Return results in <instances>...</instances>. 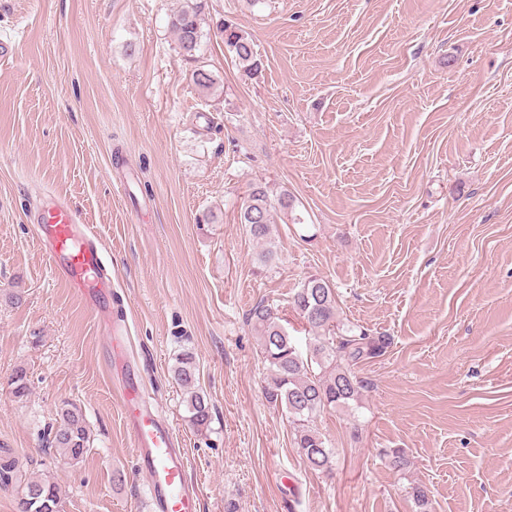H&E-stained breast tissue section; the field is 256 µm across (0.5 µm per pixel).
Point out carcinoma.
Instances as JSON below:
<instances>
[{
    "instance_id": "carcinoma-1",
    "label": "carcinoma",
    "mask_w": 512,
    "mask_h": 512,
    "mask_svg": "<svg viewBox=\"0 0 512 512\" xmlns=\"http://www.w3.org/2000/svg\"><path fill=\"white\" fill-rule=\"evenodd\" d=\"M201 9L200 0H186L170 20L179 49L190 60L196 58L201 45ZM219 32L224 46L243 71L249 75L258 73L261 61L252 41L227 21L220 24ZM191 78L202 91L216 84L212 72L202 66L192 71ZM276 204L286 211L294 209L288 192H281L274 203L267 187L256 185L240 211V223L263 244L271 233L272 210ZM290 305L313 334V341L304 349L270 306L261 302L248 316L260 338L262 356L270 371L264 394L269 404L288 415L294 443L308 466L329 470L334 452L314 427V417L324 409L348 408L350 403L359 401L361 385L355 369L365 360L382 356L390 338L358 331L339 320L335 289L318 275L304 280L291 296ZM196 371L193 352H183L177 359L174 377L187 391L192 425L201 429L210 425L211 408L206 395L195 389ZM49 440L50 447L69 461H83L90 451V435L80 407L69 402L63 404L60 423L50 431ZM410 494L419 512H431L429 495L422 486H412ZM17 505V512H63L59 487L48 479L19 482Z\"/></svg>"
}]
</instances>
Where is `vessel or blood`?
<instances>
[{
	"label": "vessel or blood",
	"instance_id": "1",
	"mask_svg": "<svg viewBox=\"0 0 512 512\" xmlns=\"http://www.w3.org/2000/svg\"><path fill=\"white\" fill-rule=\"evenodd\" d=\"M35 222L37 240L56 274L86 303H94L106 275L95 232L72 204L57 197ZM118 394L136 448L135 466L145 474L158 512H200L199 494L176 455L169 426L140 406L135 380H126Z\"/></svg>",
	"mask_w": 512,
	"mask_h": 512
}]
</instances>
